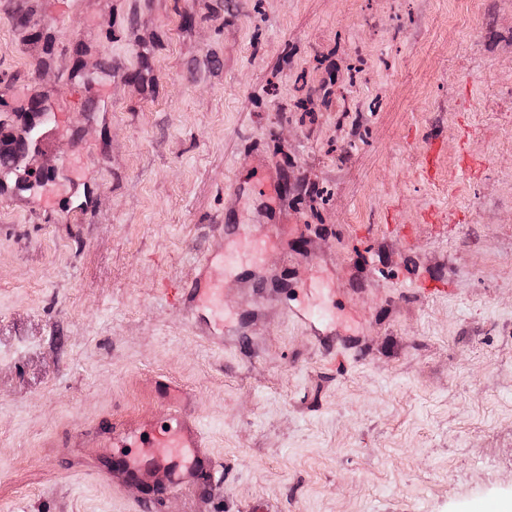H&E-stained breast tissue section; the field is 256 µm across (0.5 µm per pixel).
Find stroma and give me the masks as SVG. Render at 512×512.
Returning <instances> with one entry per match:
<instances>
[{
	"label": "stroma",
	"mask_w": 512,
	"mask_h": 512,
	"mask_svg": "<svg viewBox=\"0 0 512 512\" xmlns=\"http://www.w3.org/2000/svg\"><path fill=\"white\" fill-rule=\"evenodd\" d=\"M48 110L0 163V512H512V0H0V154ZM79 147L73 223L34 186ZM218 214L290 230L220 346L178 301ZM319 280L343 369L295 316ZM161 376L215 466L113 487L81 436L165 422Z\"/></svg>",
	"instance_id": "obj_1"
}]
</instances>
